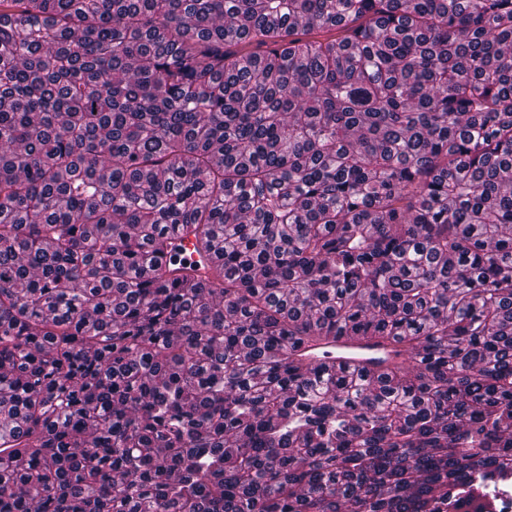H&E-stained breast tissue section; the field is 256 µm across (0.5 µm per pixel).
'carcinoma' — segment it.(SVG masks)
Masks as SVG:
<instances>
[{
    "label": "carcinoma",
    "mask_w": 512,
    "mask_h": 512,
    "mask_svg": "<svg viewBox=\"0 0 512 512\" xmlns=\"http://www.w3.org/2000/svg\"><path fill=\"white\" fill-rule=\"evenodd\" d=\"M510 482L512 0H0V512ZM398 348L393 346H362L349 336H342L329 344L322 342L310 344L309 348H302L300 353L306 352L301 357L305 364L319 365L336 360V364L345 362H360L369 364L385 359V365L401 363L404 360L402 354H398Z\"/></svg>",
    "instance_id": "obj_1"
}]
</instances>
